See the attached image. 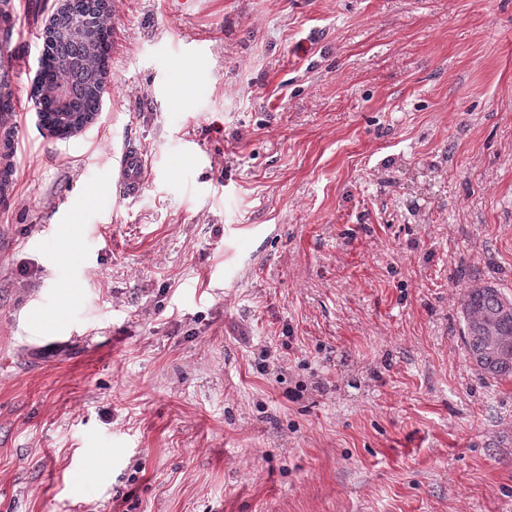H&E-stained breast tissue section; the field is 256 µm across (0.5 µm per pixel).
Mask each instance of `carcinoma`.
<instances>
[{
  "mask_svg": "<svg viewBox=\"0 0 512 512\" xmlns=\"http://www.w3.org/2000/svg\"><path fill=\"white\" fill-rule=\"evenodd\" d=\"M110 0H65L42 34L37 112L50 128L65 129L70 113L84 123L106 93ZM461 313L469 363L489 378L512 377V298L500 284L477 280L465 291Z\"/></svg>",
  "mask_w": 512,
  "mask_h": 512,
  "instance_id": "cac0c4a2",
  "label": "carcinoma"
}]
</instances>
